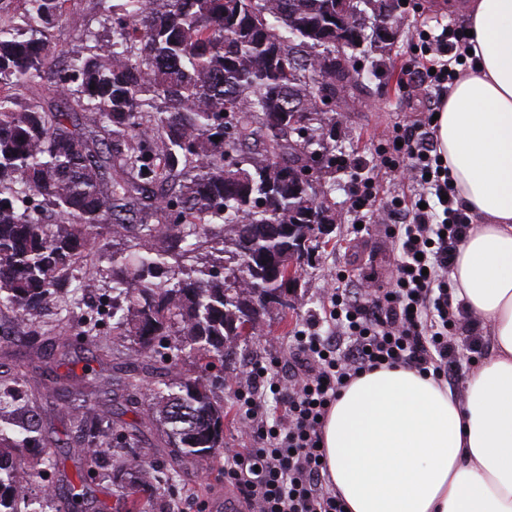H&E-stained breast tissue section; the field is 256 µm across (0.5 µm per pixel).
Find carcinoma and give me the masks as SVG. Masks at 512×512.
<instances>
[{
  "instance_id": "1",
  "label": "carcinoma",
  "mask_w": 512,
  "mask_h": 512,
  "mask_svg": "<svg viewBox=\"0 0 512 512\" xmlns=\"http://www.w3.org/2000/svg\"><path fill=\"white\" fill-rule=\"evenodd\" d=\"M12 2L0 0V306L34 341L53 302L62 348L74 334L106 357L116 336L135 362L194 357L198 375L162 382L140 426L162 427L206 465L224 447L210 370L275 309L264 297L288 291L278 269L301 268L296 240L316 236L328 212L316 201L325 165L308 148L330 105L360 87V70L324 57L336 0H96L95 17L75 20L81 51L64 62L53 29L70 0H22L19 13ZM343 24L357 47L364 23ZM322 68L327 81H308ZM94 228L112 234V256L84 287L108 292L107 328L59 288ZM114 385L138 403L134 368L113 379L92 369L63 389L83 447L51 448L44 464H94L126 512H142L133 495L156 476L112 432L100 397ZM16 427L19 440L0 432V512H60L54 487L33 500L17 473V448L46 440L38 414Z\"/></svg>"
}]
</instances>
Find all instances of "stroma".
Segmentation results:
<instances>
[{
    "label": "stroma",
    "mask_w": 512,
    "mask_h": 512,
    "mask_svg": "<svg viewBox=\"0 0 512 512\" xmlns=\"http://www.w3.org/2000/svg\"><path fill=\"white\" fill-rule=\"evenodd\" d=\"M438 0H407L401 14L404 24L386 54L374 50L357 53L364 74L362 91L354 103L337 107L324 137V157L333 161L332 174L327 175V198L336 216L335 223L325 225L319 248L310 251L302 262L298 281L288 290L286 312H273L265 317L249 342L239 345L224 358V383L214 395L224 406V443L239 445L240 432L236 400L232 388L238 375L251 364L268 368L286 361L292 337L302 324L321 314V300L336 285L338 271H346L345 287L360 284L367 275H386L394 253L387 235V224L379 217L391 196L413 193L410 185H399L391 177L380 174V152L391 142L397 126L406 124L412 113L428 101L439 99L436 90L412 91L402 86L403 69L413 57L418 32L442 20L449 25H466L464 14L439 8ZM377 174L379 191L376 218L362 231H354L357 215L352 208L358 173ZM24 336L12 311H0V389L12 388L17 377H26V393L49 386L63 388L80 381L85 368H102L104 375L121 376L131 366L126 343H114L110 360L98 363L94 347L72 343L62 348L54 341L40 345L37 357L15 361L11 347L23 343ZM42 423L51 440L50 446L72 448L76 439L58 412L45 413ZM47 446V447H50ZM47 447L28 446L20 449L23 463L35 465ZM136 451L147 460L156 475L176 472L177 480L169 485L150 483L138 497L145 512H171V502H178L181 512H236L234 493L224 489V456L216 454L206 469H199L189 459L175 456L162 440L158 430L147 431L136 444ZM87 494L74 512H125L124 501L111 482L98 471L86 477Z\"/></svg>",
    "instance_id": "stroma-1"
}]
</instances>
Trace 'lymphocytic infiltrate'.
Returning <instances> with one entry per match:
<instances>
[{"instance_id": "1", "label": "lymphocytic infiltrate", "mask_w": 512, "mask_h": 512, "mask_svg": "<svg viewBox=\"0 0 512 512\" xmlns=\"http://www.w3.org/2000/svg\"><path fill=\"white\" fill-rule=\"evenodd\" d=\"M418 40L417 59L405 75L414 85L444 90L456 77L453 61L467 56L463 27L439 24ZM436 112L429 107L399 127L396 147L381 156L385 172L420 188L410 197L392 196L387 205L388 232L399 251L388 287H375L369 278L356 292L329 289L322 316L293 339L287 377L268 379L265 367L256 365L235 384L247 437L224 452V485L238 493L243 512H345L329 487L321 446L339 390L363 373L393 365L448 384L460 364L459 327H466L473 346L484 345L480 321L452 299L449 272L471 218L457 207L439 156ZM270 396L280 406L273 422L264 411Z\"/></svg>"}]
</instances>
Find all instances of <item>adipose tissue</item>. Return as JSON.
<instances>
[{"instance_id":"ef3b65f1","label":"adipose tissue","mask_w":512,"mask_h":512,"mask_svg":"<svg viewBox=\"0 0 512 512\" xmlns=\"http://www.w3.org/2000/svg\"><path fill=\"white\" fill-rule=\"evenodd\" d=\"M475 68L457 76L436 137L474 217L450 274L486 326L464 398L404 367L352 380L323 448L346 512H512V0H467Z\"/></svg>"}]
</instances>
